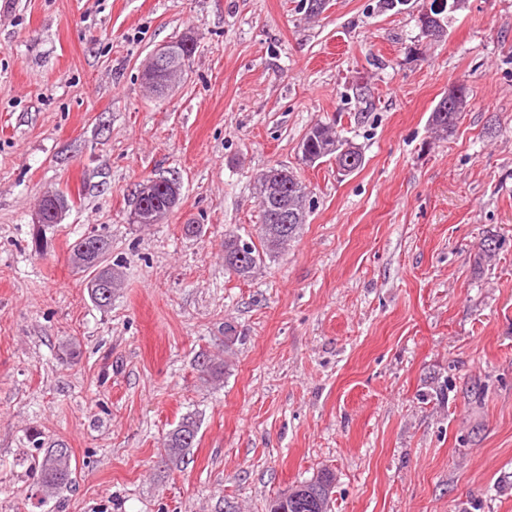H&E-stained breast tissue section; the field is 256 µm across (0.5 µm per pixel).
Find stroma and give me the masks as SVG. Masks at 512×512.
<instances>
[{"label":"stroma","instance_id":"obj_1","mask_svg":"<svg viewBox=\"0 0 512 512\" xmlns=\"http://www.w3.org/2000/svg\"><path fill=\"white\" fill-rule=\"evenodd\" d=\"M378 4L0 0V512H268L323 469L331 512H512V0H462L437 39L426 0ZM185 35L186 76L149 94L146 60ZM460 84L469 105L436 139ZM320 121L359 171L302 161ZM279 166L308 221L239 279L224 236L255 233ZM156 176L178 205L131 223ZM51 190L73 204L41 257ZM93 234L123 265L105 309L69 261ZM189 415L194 447L164 460ZM30 428L77 467L44 505ZM447 6L446 0H428L426 8L420 15L421 28L431 39L441 37L444 32L434 21L439 22L438 16L435 13L440 14L444 12ZM461 93V98L464 99L465 105L463 108L456 110L454 105L448 106V94L444 95L429 116V127L436 135V137L445 139L451 136L457 127L458 119L461 112H464L468 106V96L465 88L456 86Z\"/></svg>","mask_w":512,"mask_h":512}]
</instances>
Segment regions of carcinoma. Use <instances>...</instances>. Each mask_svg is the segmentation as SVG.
<instances>
[{
    "instance_id": "cac0c4a2",
    "label": "carcinoma",
    "mask_w": 512,
    "mask_h": 512,
    "mask_svg": "<svg viewBox=\"0 0 512 512\" xmlns=\"http://www.w3.org/2000/svg\"><path fill=\"white\" fill-rule=\"evenodd\" d=\"M461 111L448 105V96H443L429 116V127L437 137L445 139L452 135L457 127ZM347 144L337 134L335 123L318 122L304 135L299 145L301 158L305 163L314 164L323 158H333L339 148ZM259 179L271 181L273 191L258 193L261 207V224L256 230L257 240L244 239L239 235L229 234L224 237V266L235 276L247 279L254 270L286 250L290 242L298 236L303 224L307 223L310 208L307 207L306 187L297 174L286 167H271L260 174ZM286 208L293 215L294 221L289 225L278 224L275 216L279 210ZM98 244L94 252L83 249L86 238H81L73 247L72 263L84 270L92 271L88 282L93 302L101 307L112 305V294L122 282V272L105 263L108 250L107 243L98 236H93ZM199 371L211 379H220L222 363L209 356H202L198 361ZM198 435L196 420L187 416L165 437L163 448L170 460L177 459L184 449L194 445ZM34 468L39 472V491L41 500L53 497L57 491L72 484L76 478V468L72 465L70 448L64 443L50 446L43 451L41 458L34 461ZM332 478L325 472L315 479L295 487L297 496L315 504L319 496L320 483Z\"/></svg>"
}]
</instances>
